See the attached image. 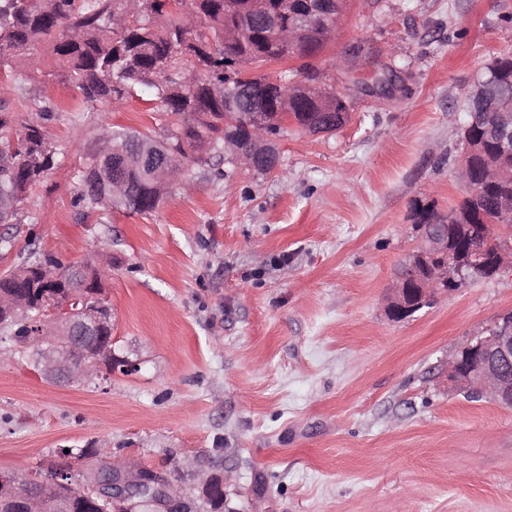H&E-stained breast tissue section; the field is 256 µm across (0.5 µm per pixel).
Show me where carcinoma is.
<instances>
[{
	"mask_svg": "<svg viewBox=\"0 0 512 512\" xmlns=\"http://www.w3.org/2000/svg\"><path fill=\"white\" fill-rule=\"evenodd\" d=\"M198 13L201 26L194 32L184 30L180 18L167 0H148L145 11L130 25L119 27L115 17L124 14L128 0H0V95L10 88L13 73L35 69L45 77L58 78L79 95L88 106L116 107L135 92L150 97L152 110L165 116L164 133L130 132L125 129L107 133L112 148L127 157L134 156L142 145L153 146L170 156L187 179L190 165H207V151L216 150L224 140L206 138V133L221 131L224 120L236 122L239 135L247 134L250 112H263L272 121L271 131L281 136L287 128L279 126L277 99L295 84L316 72L310 59L324 45L310 31L302 42L289 50L274 42L271 35L249 26L252 16L264 10H278V0H178ZM303 6L289 8L281 15L282 23L303 19L321 9L322 0H294ZM288 54L301 64L277 78L278 85L266 83L264 76H252L249 69L266 65ZM196 70V89L189 91L179 76L168 72ZM484 79L512 91V51L496 56L486 66ZM16 105L0 102V196L15 199L16 209L0 212V224L19 223V214L27 199L26 190L40 183L57 165L55 143L45 131L52 113L62 111L50 104L19 121L24 111L25 93L16 95ZM292 115L300 125L327 123L330 114L348 111L346 101L325 87L316 97L290 96ZM501 100L496 96L482 99L468 109L469 154L471 174L476 188L463 189L461 199L448 214L439 213L434 205L416 200L411 205L416 224H434L448 233L456 246L470 248L467 225L505 224L512 227V146L492 134V114ZM108 169L123 177L126 194L117 203L105 201L106 186L98 170ZM78 202L130 213L157 211V204L171 194L172 185L154 181L134 161L104 160L92 147L80 171ZM51 256L29 253L23 260L0 273V296L20 291L32 293L38 283L33 265ZM223 479L211 478L203 487L208 503L224 504ZM42 490L52 497L68 501L69 512H108L100 501L84 496L83 487L46 482ZM28 492L19 484L15 492L0 497V512H18L17 499ZM136 512H156L153 489L134 491Z\"/></svg>",
	"mask_w": 512,
	"mask_h": 512,
	"instance_id": "cac0c4a2",
	"label": "carcinoma"
}]
</instances>
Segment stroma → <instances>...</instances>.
Segmentation results:
<instances>
[{"mask_svg": "<svg viewBox=\"0 0 512 512\" xmlns=\"http://www.w3.org/2000/svg\"><path fill=\"white\" fill-rule=\"evenodd\" d=\"M370 43L401 87L373 97L356 66L350 120L310 137L289 127L279 165L252 172L223 151L192 166L153 215L77 204L100 126L160 130L131 96L69 111L73 91L35 74L25 102L48 123L57 165L28 193L0 272L28 248L79 261L109 251L103 280L115 353L139 364L96 383L47 379L0 342V472L50 480L90 464L62 448L106 441L130 469L166 476L189 512L224 477V512H512V407L453 389L448 364L512 311V269L401 321L384 301L417 245L413 200L447 212L461 196L459 134L486 64L512 48V0H347L315 64Z\"/></svg>", "mask_w": 512, "mask_h": 512, "instance_id": "35a3bbf8", "label": "stroma"}]
</instances>
